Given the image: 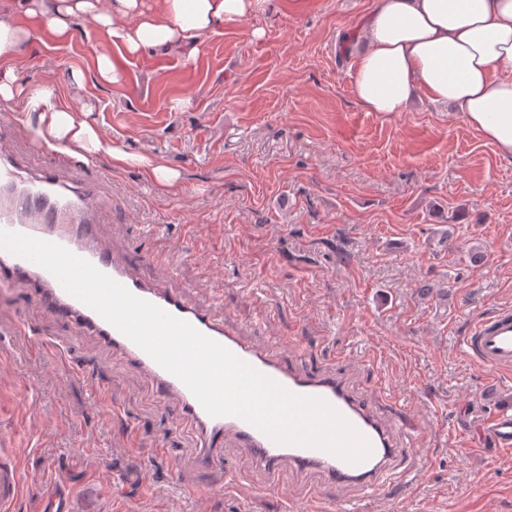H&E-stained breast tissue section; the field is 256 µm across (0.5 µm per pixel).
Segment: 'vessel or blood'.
Wrapping results in <instances>:
<instances>
[{
    "instance_id": "b4317fda",
    "label": "vessel or blood",
    "mask_w": 512,
    "mask_h": 512,
    "mask_svg": "<svg viewBox=\"0 0 512 512\" xmlns=\"http://www.w3.org/2000/svg\"><path fill=\"white\" fill-rule=\"evenodd\" d=\"M42 152L35 143L18 149L16 134L0 131V229L20 232L67 248L89 261L101 272L173 316L188 322L205 336L217 341L258 372L289 391L326 400L341 413L372 447L364 461L351 464L318 448L278 444L237 416H210L188 387L119 332L97 312L67 293L45 268L0 250V280L21 281L39 304L79 332L99 336L111 345L115 357L147 373L154 382L162 405L174 406L191 418L201 436L200 464L208 468L222 463L224 449L269 473L282 469H313L336 487L361 490L380 489L394 467L399 444L394 431H406L409 417L398 413L392 425H385L371 407L349 389L343 375L333 371H301L283 361L273 347H263L240 336L223 317L192 303L185 287L172 282L170 260L146 254L142 266L131 264L125 253L109 247L100 226L112 212V205L100 194L103 182L111 180L109 170L60 150L52 165L29 169L25 156ZM31 352L64 356L65 351L35 336L26 325L14 324ZM467 352L485 370L494 374L512 372V308L497 307L478 317L464 338ZM486 432L494 446L512 448V413L501 411L489 418ZM22 464L12 448H0V512H14L23 495Z\"/></svg>"
}]
</instances>
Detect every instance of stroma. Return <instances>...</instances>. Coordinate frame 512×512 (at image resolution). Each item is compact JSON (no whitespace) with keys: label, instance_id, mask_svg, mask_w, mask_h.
<instances>
[{"label":"stroma","instance_id":"1","mask_svg":"<svg viewBox=\"0 0 512 512\" xmlns=\"http://www.w3.org/2000/svg\"><path fill=\"white\" fill-rule=\"evenodd\" d=\"M373 5L271 0L191 59L113 52L114 85L96 76L104 31L78 17L66 42L24 44L14 68L30 89L92 105L111 143L178 172L167 192L97 157L112 170L108 245L135 263L169 253L191 301L300 368L347 374L382 417L415 415L417 445L367 512H512V452L479 433L512 410V373L479 368L462 342L482 313L512 307V161L426 96L404 112L360 108L350 72ZM16 321L67 341L71 370L27 351ZM1 322L0 443L21 456L25 481L15 512H38L58 485L72 512H332L361 496L293 469L264 490L265 472L234 456L202 468L198 429L158 403L151 378L24 283L0 286Z\"/></svg>","mask_w":512,"mask_h":512}]
</instances>
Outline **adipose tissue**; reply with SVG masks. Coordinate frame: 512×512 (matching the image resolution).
<instances>
[{
	"label": "adipose tissue",
	"instance_id": "adipose-tissue-1",
	"mask_svg": "<svg viewBox=\"0 0 512 512\" xmlns=\"http://www.w3.org/2000/svg\"><path fill=\"white\" fill-rule=\"evenodd\" d=\"M269 0H15L0 10V105L18 107L33 139L71 153L105 152L114 165L134 164L164 189L178 175L144 156L106 144L99 127L54 100L49 89L18 83L12 64L23 44L69 36L76 17L92 19L111 46L129 56L162 49L194 57L225 23L264 12ZM35 17L17 26L15 13ZM366 45L351 68L353 94L367 112L405 111L417 93L449 104L512 158V0H376L364 19Z\"/></svg>",
	"mask_w": 512,
	"mask_h": 512
}]
</instances>
